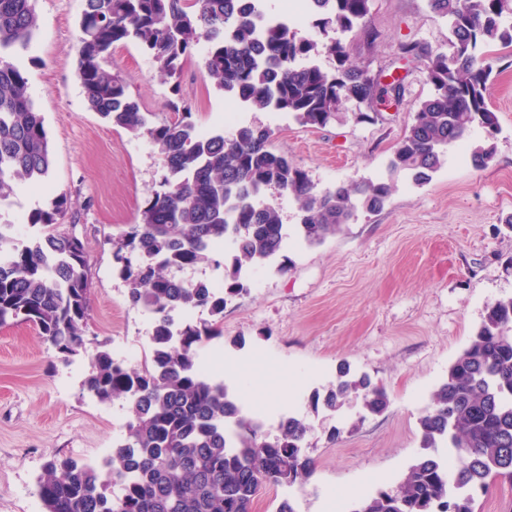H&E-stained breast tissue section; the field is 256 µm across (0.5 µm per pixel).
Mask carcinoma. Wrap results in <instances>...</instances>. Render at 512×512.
Wrapping results in <instances>:
<instances>
[{
    "instance_id": "1",
    "label": "carcinoma",
    "mask_w": 512,
    "mask_h": 512,
    "mask_svg": "<svg viewBox=\"0 0 512 512\" xmlns=\"http://www.w3.org/2000/svg\"><path fill=\"white\" fill-rule=\"evenodd\" d=\"M263 0H84L76 76L86 105L103 120L138 136L147 134L164 156L169 176L154 191L138 223L115 242V259L132 305L153 314L144 363L129 368L97 344L84 387L101 402L127 404L128 438L100 464L67 458L47 463L38 480L46 512H251L268 486L302 487L314 461L302 448L309 425L288 415L273 437L242 413L224 382L197 361L200 349L222 335L226 298L248 290L244 267L274 261L288 228L269 195L291 196L300 212L299 234L317 246L357 216L383 209L393 177L429 183L447 160L448 146L478 125L488 135L497 118L488 104L492 60L481 47L512 46V0H428L448 21L451 52L407 40L399 49L427 58L431 94L387 165L388 178L321 190L308 173L271 148L268 127L241 125L226 137L202 133L178 119L151 126L112 69V51L133 42L179 81L192 50L207 43L201 70L214 85L249 108L293 115L303 126L325 127L349 101L382 99L368 71L350 60L343 35L372 47L374 0H307L325 41L299 38ZM37 30L35 0H0V205L22 185L50 174L52 154L44 117L27 92L17 64ZM327 55L333 67H322ZM493 147L476 145L470 160L481 169ZM68 211L60 192L28 215L42 228L31 245L16 247L0 225V326L33 324L58 354L89 344L88 260L80 238L59 230ZM232 255L224 284L192 282L175 271ZM208 310L212 320L188 314ZM353 394L365 412L388 406L385 389L339 366L334 384L313 405L342 408ZM420 454L393 490H380L353 512H475L472 491L490 480L512 483V297L486 313L469 344L448 367L419 417ZM450 448L448 457L437 453Z\"/></svg>"
}]
</instances>
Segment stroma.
<instances>
[{"mask_svg":"<svg viewBox=\"0 0 512 512\" xmlns=\"http://www.w3.org/2000/svg\"><path fill=\"white\" fill-rule=\"evenodd\" d=\"M35 10L38 29L21 66L45 120L53 165L46 187H21L12 206L0 208V224L27 242L39 233L27 213L67 193L63 224L82 239L89 264L86 334L136 368L153 320L131 305L112 240L137 222L168 171L149 137L86 107L75 75L82 0H36ZM372 23L380 39L372 48L352 42L351 59L375 72L400 71L404 96L373 109L346 103L339 120L323 128L235 106L198 68L199 47L176 84L162 80L152 57L133 43L113 51L112 65L152 123L186 116L228 135L243 124L272 128L273 148L318 188H332L386 175L417 104L431 91L425 60L398 65V43L448 48V22L427 0H375ZM484 51L493 59L495 136L473 129L449 147L429 184L395 179L382 211L359 214L321 245L290 237L285 270L250 269L247 293L224 308L222 336L200 350L199 362L216 369L225 356L239 357L240 371L224 382L265 432L275 433L290 414L311 428L308 483L266 488L252 512H275L287 496L298 512H354L361 496L396 487L421 451L418 419L431 393L487 306L512 296V47L495 43ZM487 139L494 158L475 169L470 149ZM91 356L86 349L61 357L28 323L0 327V512H43L37 481L49 460H100L125 437L122 401L101 403L83 389ZM343 363L386 388L384 413L359 416L357 397L335 413L313 408V394L335 383Z\"/></svg>","mask_w":512,"mask_h":512,"instance_id":"35a3bbf8","label":"stroma"}]
</instances>
